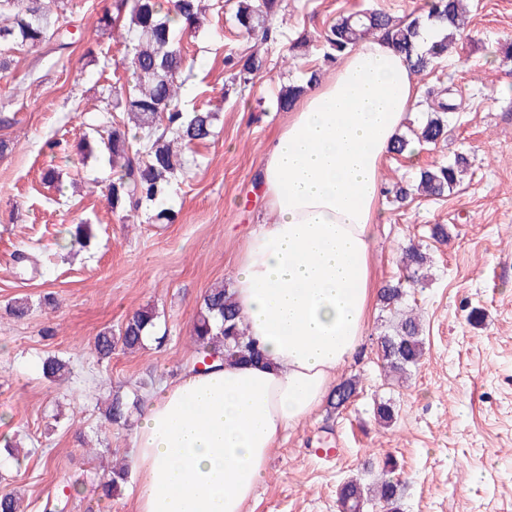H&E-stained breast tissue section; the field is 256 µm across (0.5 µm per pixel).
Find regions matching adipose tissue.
Masks as SVG:
<instances>
[{
    "mask_svg": "<svg viewBox=\"0 0 512 512\" xmlns=\"http://www.w3.org/2000/svg\"><path fill=\"white\" fill-rule=\"evenodd\" d=\"M419 96L405 56L375 38L294 106L260 174L275 221L234 271L240 323L266 358L157 389L130 438L136 512H246L284 432L322 407L364 336L381 169Z\"/></svg>",
    "mask_w": 512,
    "mask_h": 512,
    "instance_id": "ef3b65f1",
    "label": "adipose tissue"
}]
</instances>
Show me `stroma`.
<instances>
[{
	"label": "stroma",
	"mask_w": 512,
	"mask_h": 512,
	"mask_svg": "<svg viewBox=\"0 0 512 512\" xmlns=\"http://www.w3.org/2000/svg\"><path fill=\"white\" fill-rule=\"evenodd\" d=\"M112 0H68L76 42L69 55L16 53L0 77V102L10 101L17 123L0 132L11 149L0 156V440L16 441L20 465L0 459V494L15 492L24 512H46L48 496L64 494V512H134L133 486L104 499L99 483L113 461L129 457L131 429L105 424L102 409L113 390L144 378L177 379L192 360L190 345L206 290L232 281L245 240L269 220L258 173L270 144L288 121L276 105L279 88L309 69L330 77L334 64L321 51L286 63L299 35L320 33L339 14L382 7L404 18L423 0H282L272 24L282 33L268 61L244 91L225 89L224 57L262 48L232 25L233 0H208L205 33L183 37L200 59L188 81L185 109L217 114L215 136L190 154V169L171 191L174 223L113 212L103 158L50 152L49 135L70 144L88 128L84 113L99 104L102 77L126 78L125 48L97 26ZM470 23L455 52L421 76V91L451 89L462 108L448 140L412 157H388L384 185L412 179L419 168L469 152L472 172L446 197L382 203L370 267L375 288L402 274L398 253L415 244L432 263L413 297L422 311L424 356L403 386L388 385L377 359L387 317L380 302L363 342L336 373L357 379L339 410L322 408L284 432L271 454L251 512H338L339 484L393 458L401 479L399 512H512V0H470ZM112 66L88 65L87 49ZM56 168L61 182L45 180ZM83 221L93 232L84 244L62 245L58 230ZM443 224L448 240L427 227ZM26 263H17L18 253ZM28 303L25 318L9 313ZM158 314L163 344L98 362L95 336L119 327L133 311ZM70 362L69 375L51 380L43 361ZM394 403L387 428L375 403Z\"/></svg>",
	"instance_id": "obj_1"
}]
</instances>
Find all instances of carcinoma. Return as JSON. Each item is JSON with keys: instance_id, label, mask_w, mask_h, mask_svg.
<instances>
[{"instance_id": "obj_1", "label": "carcinoma", "mask_w": 512, "mask_h": 512, "mask_svg": "<svg viewBox=\"0 0 512 512\" xmlns=\"http://www.w3.org/2000/svg\"><path fill=\"white\" fill-rule=\"evenodd\" d=\"M281 7V0H235V26L244 34L261 33L265 44L277 40L268 19ZM209 5L205 0H112V8L98 17L99 28L119 35L125 44L123 66L130 79L124 83L101 85L102 107L95 119L96 136L83 140L78 153L85 159L95 151L108 154L112 162V178L106 185L108 201L115 212L135 217L151 212L154 221L171 222L174 212L169 207L172 183L186 173L184 152L209 141L214 135L216 113L209 110L186 112L181 108L182 89L188 80L187 58L178 34L193 35L204 24ZM0 71L13 64L14 51L46 49L65 55L73 40L68 30L70 20L64 16V0H0ZM433 21L448 30L442 40L421 52L417 47L419 30L424 20ZM468 25L467 0H427L420 16L401 19L382 9L359 10L342 14L319 35L324 60L334 61L348 50L371 37L380 36L403 54L413 72L422 75L452 55L457 36ZM266 66L259 53L247 56L229 54L224 67L229 72L230 86L243 91ZM318 72L309 73L305 83H290L280 88L278 108H292L307 92V86L318 83ZM426 120L397 139L390 153L402 156L410 143L420 148L437 146L448 139V127L459 105L449 99L428 93L424 101ZM471 167L469 157L456 153L446 162L422 168L412 180H401L385 189L394 203L417 196L440 199L461 182ZM427 253L416 245L402 249L403 275L382 289L383 307L390 313L391 331L378 337L379 359L385 376L402 377L418 366L423 354L420 314L403 309L410 290L423 283ZM157 315L152 308H141L130 315L114 331L106 328L94 339L93 353L103 360L112 359L116 350L133 352L143 348L147 327L155 326ZM193 343L195 360L205 357L229 362L254 363L264 359V351L240 326L232 289L211 288L204 293L197 311ZM43 373L56 378L68 372V362L51 357L43 362ZM153 385L140 382L130 393L115 392L105 413L111 426L128 425L132 410L143 403L145 393ZM356 384L346 381L330 397L329 407L338 409L353 397ZM395 407L381 401L374 416L383 425L390 424ZM127 466L116 463L101 484L105 497L121 491L126 482ZM399 482L395 465L387 460L380 473L368 484L357 480L343 483L337 493L341 512H363L372 501L388 512H396Z\"/></svg>"}]
</instances>
